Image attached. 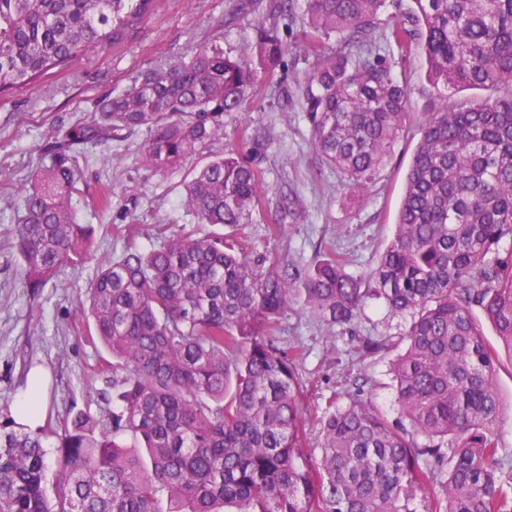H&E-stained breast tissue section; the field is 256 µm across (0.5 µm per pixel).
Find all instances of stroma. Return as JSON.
<instances>
[{"label": "stroma", "instance_id": "obj_1", "mask_svg": "<svg viewBox=\"0 0 512 512\" xmlns=\"http://www.w3.org/2000/svg\"><path fill=\"white\" fill-rule=\"evenodd\" d=\"M270 0H161L158 10L130 29L123 39L94 52L75 65L44 76L28 90L0 94V229L12 224L22 205V191L45 143L65 133L95 102L126 89L147 69L168 67L188 51L207 46L239 54L251 33V22L265 13ZM291 48L285 59L286 81L261 80L245 111L224 117V137L210 148L217 155L234 148L244 128L260 129L267 139L263 182L269 193L293 187L303 212L298 223L280 235L269 232L267 212L254 214L239 236L253 266L307 268L327 250L347 261L355 277H366L391 242L405 176L426 115L435 102L419 54L394 56L390 62L398 80L411 90L406 128L379 178L358 199L344 196L336 171L323 165L311 145V132L297 100L282 101L284 91H296L312 71L313 58L299 43L296 28L283 29ZM146 129L104 145L82 146L80 187L73 206L81 223L94 225V256L62 268L56 279L38 292L23 288L17 276L20 257L14 244L0 238V421L13 418L19 395L33 369L49 376L43 406L44 447L54 453L55 433L80 413L108 418L106 398L111 388L103 367L106 352L89 334L81 303L97 271L99 258L119 255L122 239L116 224L134 225L142 245H150L157 225L183 228L186 218L177 206V176H164L143 166ZM112 193L108 209L93 207L103 190ZM406 316L383 302L370 300L345 325L317 321L301 300L290 303L281 319L276 343L298 354L303 383L302 407L316 454L319 419L329 403L346 405L356 399L371 402L389 420L398 417L392 360L400 352ZM382 336L390 347L361 357L366 337ZM366 376L363 391L350 378Z\"/></svg>", "mask_w": 512, "mask_h": 512}]
</instances>
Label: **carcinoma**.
<instances>
[{
	"label": "carcinoma",
	"mask_w": 512,
	"mask_h": 512,
	"mask_svg": "<svg viewBox=\"0 0 512 512\" xmlns=\"http://www.w3.org/2000/svg\"><path fill=\"white\" fill-rule=\"evenodd\" d=\"M160 0H0V92H20L53 69L121 41ZM379 31L386 0H305L304 48L313 71L298 87L313 151L336 168L346 195L377 178L395 152L410 100L378 39L425 58L439 104L428 113L407 173L394 237L367 280L327 254L298 274L256 272L233 237L267 200L265 136L187 162L224 136L264 76L284 67L275 0L251 23L240 57L198 47L167 69L142 72L47 143L6 233L18 277L33 291L91 256L95 229L79 224L75 146L146 128L140 161L183 172L181 207L210 230L168 233L140 246L113 225L121 255L101 261L88 315L112 355V423L80 413L56 433L54 497L44 430L0 425V512H512V473L499 458L498 359L480 309L512 356V0H412ZM494 95L465 107L442 92ZM299 199L280 191L281 234ZM327 324L352 321L369 298L410 317L392 362L399 418L363 400L321 422L320 456L306 453L295 358L273 341L293 292ZM131 438L133 444L125 442ZM169 507L164 508L162 504Z\"/></svg>",
	"instance_id": "cac0c4a2"
}]
</instances>
